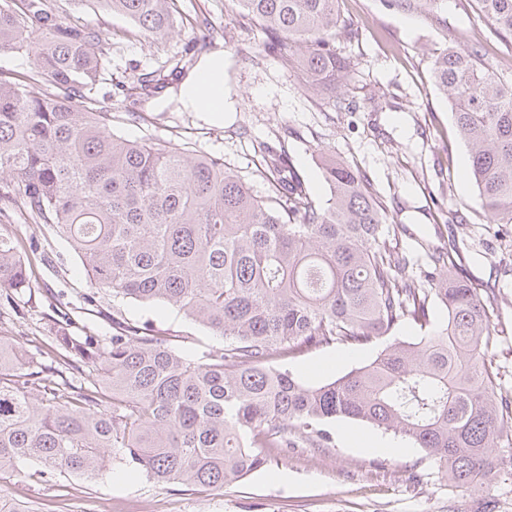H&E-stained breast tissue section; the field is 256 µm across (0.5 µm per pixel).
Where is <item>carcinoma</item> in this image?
Masks as SVG:
<instances>
[{
	"mask_svg": "<svg viewBox=\"0 0 512 512\" xmlns=\"http://www.w3.org/2000/svg\"><path fill=\"white\" fill-rule=\"evenodd\" d=\"M125 16L126 36L175 33L173 0H78ZM257 22L263 50L293 59L314 86L351 71L336 32H356L338 0H233ZM512 36V0H476ZM25 52L31 74L0 72V212L22 198L35 222L64 237L90 284L163 302L224 337L213 349L126 327L57 336L60 370L0 336V475L24 462L93 479L114 460L158 484L222 490L266 464L264 448L334 442L338 418L365 422L439 459L475 491L494 480L489 451L501 416L484 361L492 329L477 289L448 273V249L426 246L437 272L422 288L388 245L387 209L365 175L321 160L329 198L311 200L280 152L254 193L224 160L114 132L94 95L110 60L99 29L66 20L50 0H0V52ZM482 46L431 61L469 149L467 176L491 224H512V81L481 62ZM43 81L38 93L32 84ZM158 69L123 82L128 98L166 88ZM29 287L18 240L0 233V289ZM443 321L432 324L434 307ZM405 324L424 331L395 335ZM383 343L366 365L318 387L283 365L311 347Z\"/></svg>",
	"mask_w": 512,
	"mask_h": 512,
	"instance_id": "cac0c4a2",
	"label": "carcinoma"
}]
</instances>
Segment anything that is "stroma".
Listing matches in <instances>:
<instances>
[{"label":"stroma","instance_id":"35a3bbf8","mask_svg":"<svg viewBox=\"0 0 512 512\" xmlns=\"http://www.w3.org/2000/svg\"><path fill=\"white\" fill-rule=\"evenodd\" d=\"M61 15L79 18L106 37L111 65L98 93L112 108L113 125L123 136H150L164 144L223 158L255 191L267 184L258 167L260 143L284 147L290 164L316 205L328 187L321 155L340 156L366 174L389 213L403 224L401 248L425 242L448 248L453 274L477 288L489 308L495 340L485 358L495 378V397L512 411V224H490L475 211V188L466 176L468 149L451 117L448 100L430 79L431 56L455 45L481 44L486 63L512 79V37L497 34L479 14L475 0H439L437 9L401 8L387 0H339L342 17L356 38L337 35L336 52L353 72L338 92L312 89L296 62L273 53L257 54L265 35L239 16L232 0H177L171 37L136 40L125 35L123 17L55 0ZM213 32L223 50L225 98L232 109L213 122L199 112L158 109L154 99L128 100L121 85L134 73L163 69L183 75L197 62L191 40ZM357 104L335 111L332 95ZM5 228L31 259L30 286L14 303L0 297V335L20 348L51 352L52 337L108 336L113 321L133 326L152 322L168 336H198L220 349L224 340L190 323L178 310L145 306L96 294L69 244L35 224L23 204H15ZM378 344L345 347L335 343L306 351L290 368L304 384L319 386L371 361ZM350 359L336 364L339 352ZM336 445L272 450L266 466L221 491L182 490L161 485L116 463L97 479L43 478L32 463L25 478L0 479V494L25 512H512V445L490 451L498 465L495 480L480 491L456 488L437 462L419 448L370 452L355 442L369 427L353 420L334 423Z\"/></svg>","mask_w":512,"mask_h":512}]
</instances>
